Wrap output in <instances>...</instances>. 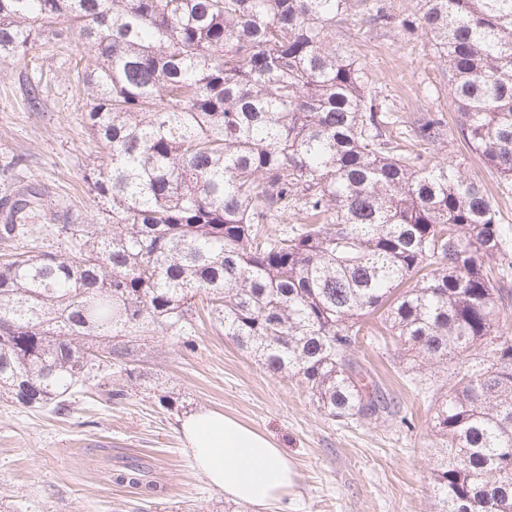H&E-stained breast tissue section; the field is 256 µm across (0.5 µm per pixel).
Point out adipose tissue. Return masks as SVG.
<instances>
[{"label":"adipose tissue","instance_id":"1","mask_svg":"<svg viewBox=\"0 0 512 512\" xmlns=\"http://www.w3.org/2000/svg\"><path fill=\"white\" fill-rule=\"evenodd\" d=\"M195 467L225 496L266 508L295 483L286 455L264 434L217 410H200L181 422Z\"/></svg>","mask_w":512,"mask_h":512}]
</instances>
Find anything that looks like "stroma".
<instances>
[{"instance_id":"obj_1","label":"stroma","mask_w":512,"mask_h":512,"mask_svg":"<svg viewBox=\"0 0 512 512\" xmlns=\"http://www.w3.org/2000/svg\"><path fill=\"white\" fill-rule=\"evenodd\" d=\"M397 25L363 16L336 37L365 66L373 91L395 116H453V87L421 31L399 22L420 0H386ZM75 37L49 41L27 56L0 62V208L27 189L43 205L32 225L93 224L102 204L83 176L104 151L83 110ZM435 161L463 163L482 181L504 219L512 250V193L469 157L455 131L431 146ZM358 359L397 404L396 414L361 424L329 420L305 387L267 373L224 335L207 304L180 336L141 334L129 364L113 363L115 395L87 385L68 409L23 408L0 398V512H434L435 470L442 455L433 412L393 350L371 348ZM218 410L272 439L296 479L269 510L237 504L194 466L180 424L188 414ZM138 464L156 495L112 482L115 469Z\"/></svg>"}]
</instances>
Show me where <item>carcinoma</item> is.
I'll use <instances>...</instances> for the list:
<instances>
[{
    "label": "carcinoma",
    "mask_w": 512,
    "mask_h": 512,
    "mask_svg": "<svg viewBox=\"0 0 512 512\" xmlns=\"http://www.w3.org/2000/svg\"><path fill=\"white\" fill-rule=\"evenodd\" d=\"M455 130L512 189V0H421ZM381 0H0V61L62 30L88 49L86 177L97 224L0 265V396L60 412L145 330L196 299L272 375L346 424L394 411L356 353L454 364L436 392L434 512H512V270L484 184L424 158L443 115L401 131L336 41ZM297 225L271 233L284 214Z\"/></svg>",
    "instance_id": "carcinoma-1"
}]
</instances>
